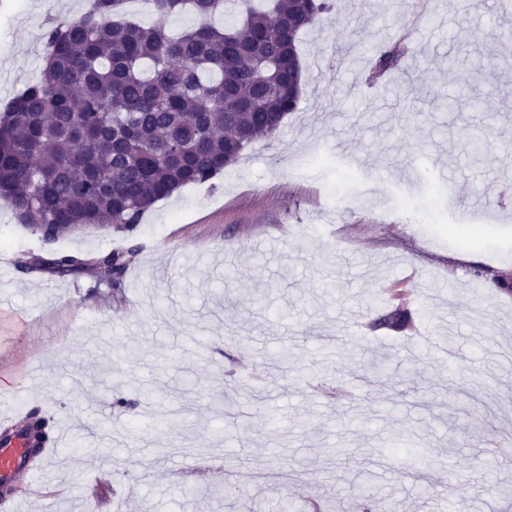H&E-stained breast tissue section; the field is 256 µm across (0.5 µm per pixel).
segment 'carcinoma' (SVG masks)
I'll return each instance as SVG.
<instances>
[{"label": "carcinoma", "instance_id": "carcinoma-1", "mask_svg": "<svg viewBox=\"0 0 512 512\" xmlns=\"http://www.w3.org/2000/svg\"><path fill=\"white\" fill-rule=\"evenodd\" d=\"M125 0H94L68 26L45 33L46 62L0 113V200L50 244L89 227L131 232L156 202L213 179L260 138L279 133L301 99L302 31L333 0H243L240 21L171 36L121 17ZM160 15L208 18L224 0H153ZM297 20L288 31V17ZM400 51H378L387 72ZM132 250L94 258L40 254L23 269L121 287ZM411 312L392 308L378 326L403 333Z\"/></svg>", "mask_w": 512, "mask_h": 512}]
</instances>
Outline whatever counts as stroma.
<instances>
[{"instance_id":"35a3bbf8","label":"stroma","mask_w":512,"mask_h":512,"mask_svg":"<svg viewBox=\"0 0 512 512\" xmlns=\"http://www.w3.org/2000/svg\"><path fill=\"white\" fill-rule=\"evenodd\" d=\"M337 0L300 36L303 93L279 135L133 232L47 245L0 202V394L75 431L21 512H283L375 489L370 512H512V14L497 0ZM84 0H0V108L36 81L44 32ZM406 35L396 69L373 54ZM470 97L457 100L460 87ZM483 147L470 155L472 135ZM432 220L412 223L411 208ZM133 248L123 288L22 271L29 254ZM420 295L447 353L377 325ZM374 328L355 334L353 320ZM136 364L118 361L124 345ZM288 349L287 372L273 365ZM112 362V379L89 369ZM385 362L393 379H372ZM115 399L103 451L92 409ZM431 486L423 495V486Z\"/></svg>"}]
</instances>
